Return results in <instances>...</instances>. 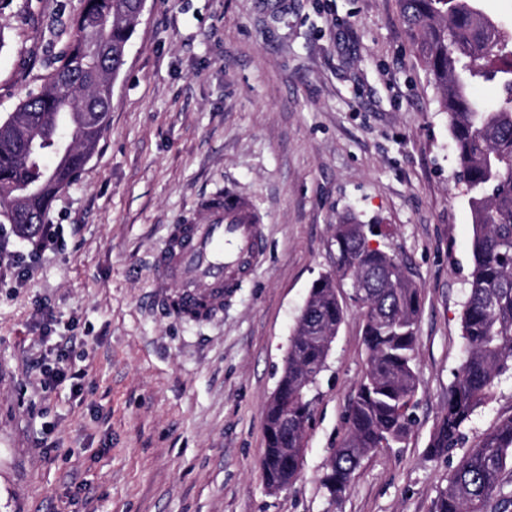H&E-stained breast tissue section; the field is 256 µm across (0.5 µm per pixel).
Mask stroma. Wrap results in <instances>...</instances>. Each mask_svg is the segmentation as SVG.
<instances>
[{
	"mask_svg": "<svg viewBox=\"0 0 512 512\" xmlns=\"http://www.w3.org/2000/svg\"><path fill=\"white\" fill-rule=\"evenodd\" d=\"M82 0L0 11V116L51 70ZM230 186L266 249L222 313L154 300L170 224ZM377 224L420 291L415 421L339 498L323 487L367 366L348 306L319 378L295 484L269 494L263 411L336 224ZM53 240L0 224V512H434L462 448H427L463 361L467 186L398 0H146L109 127L51 202ZM66 356L82 384L48 383ZM512 415V378L466 429Z\"/></svg>",
	"mask_w": 512,
	"mask_h": 512,
	"instance_id": "35a3bbf8",
	"label": "stroma"
}]
</instances>
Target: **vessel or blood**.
Instances as JSON below:
<instances>
[{"mask_svg": "<svg viewBox=\"0 0 512 512\" xmlns=\"http://www.w3.org/2000/svg\"><path fill=\"white\" fill-rule=\"evenodd\" d=\"M261 224L255 203L228 187L170 225L152 264L166 310L197 322L221 313L265 252Z\"/></svg>", "mask_w": 512, "mask_h": 512, "instance_id": "vessel-or-blood-1", "label": "vessel or blood"}]
</instances>
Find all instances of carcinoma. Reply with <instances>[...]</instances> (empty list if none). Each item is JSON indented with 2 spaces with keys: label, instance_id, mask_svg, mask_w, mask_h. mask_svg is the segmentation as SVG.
<instances>
[{
  "label": "carcinoma",
  "instance_id": "carcinoma-1",
  "mask_svg": "<svg viewBox=\"0 0 512 512\" xmlns=\"http://www.w3.org/2000/svg\"><path fill=\"white\" fill-rule=\"evenodd\" d=\"M484 0H399L401 15L441 93L469 190L473 223L469 288L462 312L465 358L448 387L428 455L441 458L464 438L476 411L512 374V30H504ZM137 0H84L73 35L54 56L46 82L30 92L7 118H0V218L14 224L27 212L37 221L57 193L71 185L93 154L104 126L86 123L94 109L108 121L118 52L133 30ZM497 81L499 103L472 95L479 81ZM56 165L46 168L45 158ZM377 224H338L336 269L311 286L309 310L299 315L288 346V364L276 391L292 401L307 375L317 372L331 349L320 340L336 336L346 302L364 321L367 370L348 408L346 435L334 449L323 485L333 497L351 486L362 460L408 435L418 378L415 372L418 288L404 263L375 248ZM365 282L358 297H343L338 284ZM266 448L260 460L267 484L293 485L290 464L296 436L284 433L280 410L263 412ZM512 464V416L502 419L466 449L448 474L435 512H487L498 498L500 512L512 506V491L499 478Z\"/></svg>",
  "mask_w": 512,
  "mask_h": 512
}]
</instances>
